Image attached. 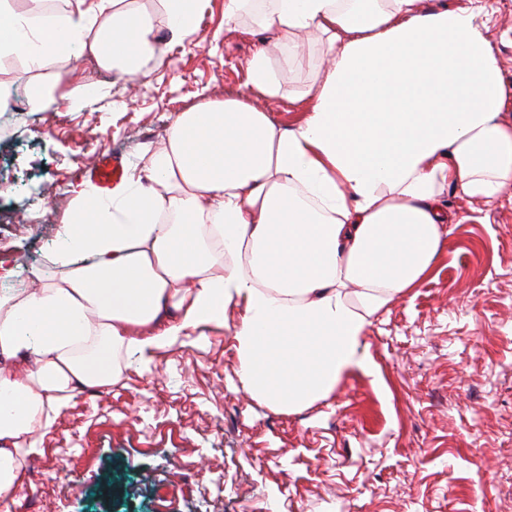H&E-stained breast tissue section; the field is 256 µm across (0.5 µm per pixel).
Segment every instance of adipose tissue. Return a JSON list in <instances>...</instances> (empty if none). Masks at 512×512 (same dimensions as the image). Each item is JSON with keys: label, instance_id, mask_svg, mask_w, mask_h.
<instances>
[{"label": "adipose tissue", "instance_id": "obj_1", "mask_svg": "<svg viewBox=\"0 0 512 512\" xmlns=\"http://www.w3.org/2000/svg\"><path fill=\"white\" fill-rule=\"evenodd\" d=\"M54 15L0 0V60L43 66L76 43L141 80L166 50L129 0H70ZM249 86L314 32L332 59L283 128L248 97L182 113L146 168L162 192L92 184L63 216V275L0 296V504L26 480L20 447L50 432L77 390L106 388L134 356L151 367L182 339L232 326L240 383L289 412L327 399L362 366L373 317L429 276L448 187L484 200L512 186V103L478 14L420 0H267ZM236 318H229L228 309ZM36 364L17 369L13 361Z\"/></svg>", "mask_w": 512, "mask_h": 512}]
</instances>
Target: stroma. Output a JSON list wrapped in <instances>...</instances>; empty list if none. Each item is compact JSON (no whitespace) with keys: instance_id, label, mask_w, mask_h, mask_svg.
I'll return each mask as SVG.
<instances>
[{"instance_id":"stroma-1","label":"stroma","mask_w":512,"mask_h":512,"mask_svg":"<svg viewBox=\"0 0 512 512\" xmlns=\"http://www.w3.org/2000/svg\"><path fill=\"white\" fill-rule=\"evenodd\" d=\"M512 85V0H486L482 17ZM224 30V0H207L195 33L168 46L145 81L61 55L40 69L0 63V84L26 107L0 119V250L30 284L63 215L73 209L76 154L120 155L127 178L166 139L180 112L247 89L260 46ZM299 65L279 72L284 97L259 99L285 127L326 59L301 35ZM73 71L44 110L34 86ZM94 104L68 107L76 84ZM444 253L410 293L374 317L367 367L335 392L281 414L240 388L231 330L163 351L153 373L130 368L112 387L81 391L40 437L11 512H512V195L474 199L451 188Z\"/></svg>"}]
</instances>
